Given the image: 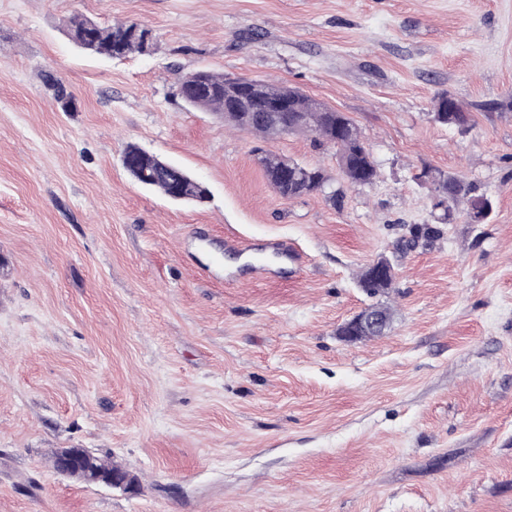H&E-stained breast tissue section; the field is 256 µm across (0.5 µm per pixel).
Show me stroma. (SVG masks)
I'll use <instances>...</instances> for the list:
<instances>
[{
	"label": "stroma",
	"instance_id": "obj_1",
	"mask_svg": "<svg viewBox=\"0 0 512 512\" xmlns=\"http://www.w3.org/2000/svg\"><path fill=\"white\" fill-rule=\"evenodd\" d=\"M147 25L121 59L64 23ZM201 68L299 88L346 115L370 186L286 199L263 148L340 181L312 136L263 140L186 106ZM77 100L62 111L43 82ZM450 91L461 133L431 117ZM512 0H0V512H512ZM134 144L202 181L201 204L134 181ZM494 201L442 238L422 168ZM284 240L298 274L228 284L224 240ZM395 281L357 284L380 254ZM389 306L383 335L340 327ZM85 448L136 479L52 465ZM375 264L392 266L395 270L392 258L386 254L379 256L376 260L369 264L359 279L360 288H363V290L369 295H377L379 293H383L388 288H392L395 279V274L386 275L383 278L379 277L378 275H374ZM394 270H391L392 273H395ZM59 467L65 473H70L95 484H104L111 487H119L130 490L134 481L131 477L104 474L96 470L91 463L90 456L86 449L79 452L67 449L59 458Z\"/></svg>",
	"mask_w": 512,
	"mask_h": 512
}]
</instances>
